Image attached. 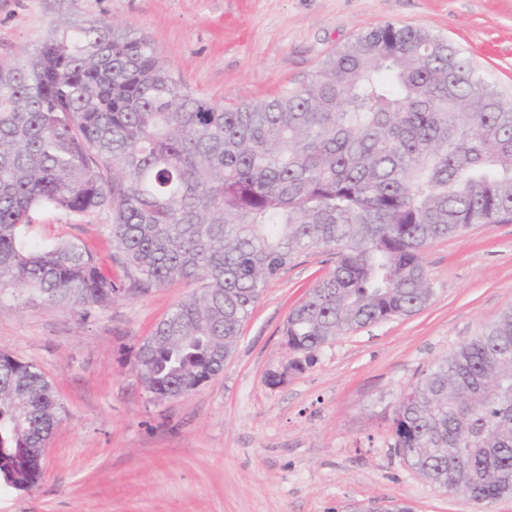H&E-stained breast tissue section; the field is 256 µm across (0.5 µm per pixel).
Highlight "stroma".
Returning <instances> with one entry per match:
<instances>
[{
	"mask_svg": "<svg viewBox=\"0 0 512 512\" xmlns=\"http://www.w3.org/2000/svg\"><path fill=\"white\" fill-rule=\"evenodd\" d=\"M64 17L132 27L175 78L223 105L300 86L387 22L444 37L512 98V0H0V66ZM34 218V239H81L120 291L86 315L0 294V353L37 367L60 403L40 482L0 487V512H512L510 496L478 506L428 481L395 451L387 422L422 370L512 307V223L432 242L427 306L328 341L295 370L283 325L334 267L329 252L301 255L268 282L223 372L156 401L138 376L139 342L194 284L130 294L107 212Z\"/></svg>",
	"mask_w": 512,
	"mask_h": 512,
	"instance_id": "35a3bbf8",
	"label": "stroma"
}]
</instances>
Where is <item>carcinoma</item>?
I'll list each match as a JSON object with an SVG mask.
<instances>
[{
  "instance_id": "obj_1",
  "label": "carcinoma",
  "mask_w": 512,
  "mask_h": 512,
  "mask_svg": "<svg viewBox=\"0 0 512 512\" xmlns=\"http://www.w3.org/2000/svg\"><path fill=\"white\" fill-rule=\"evenodd\" d=\"M101 210L112 260L146 294L197 284L147 337L137 370L162 400L224 370L268 281L303 253L332 271L288 315L304 355L433 295V241L512 221V102L447 40L386 23L299 87L224 106L153 44L105 19L0 67V294L104 309L118 288L76 238L30 236L34 213ZM52 384L0 354V482L35 487L58 422ZM394 448L476 505L512 494V308L422 371L391 417Z\"/></svg>"
}]
</instances>
